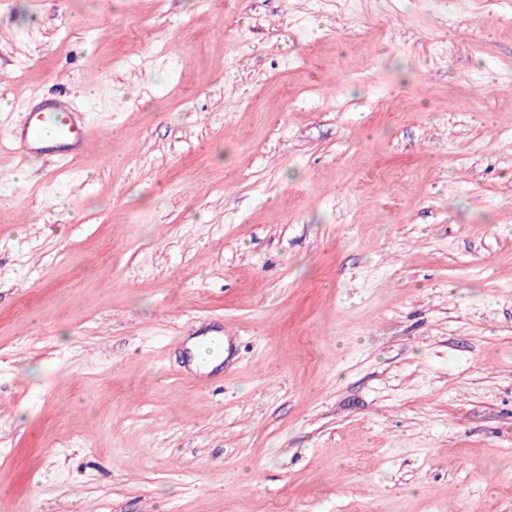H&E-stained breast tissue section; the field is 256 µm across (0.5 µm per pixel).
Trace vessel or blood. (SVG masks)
I'll return each instance as SVG.
<instances>
[{
	"label": "vessel or blood",
	"instance_id": "b4317fda",
	"mask_svg": "<svg viewBox=\"0 0 512 512\" xmlns=\"http://www.w3.org/2000/svg\"><path fill=\"white\" fill-rule=\"evenodd\" d=\"M91 134L76 112L64 103L55 105L50 114L31 113L20 131L0 137V149L16 152L20 158L41 151L46 142L57 144L58 151H69L72 144L90 141Z\"/></svg>",
	"mask_w": 512,
	"mask_h": 512
}]
</instances>
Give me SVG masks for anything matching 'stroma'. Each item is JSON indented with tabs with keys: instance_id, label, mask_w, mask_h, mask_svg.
Returning <instances> with one entry per match:
<instances>
[{
	"instance_id": "1",
	"label": "stroma",
	"mask_w": 512,
	"mask_h": 512,
	"mask_svg": "<svg viewBox=\"0 0 512 512\" xmlns=\"http://www.w3.org/2000/svg\"><path fill=\"white\" fill-rule=\"evenodd\" d=\"M0 73L95 129L0 151V512H512V0H9Z\"/></svg>"
}]
</instances>
